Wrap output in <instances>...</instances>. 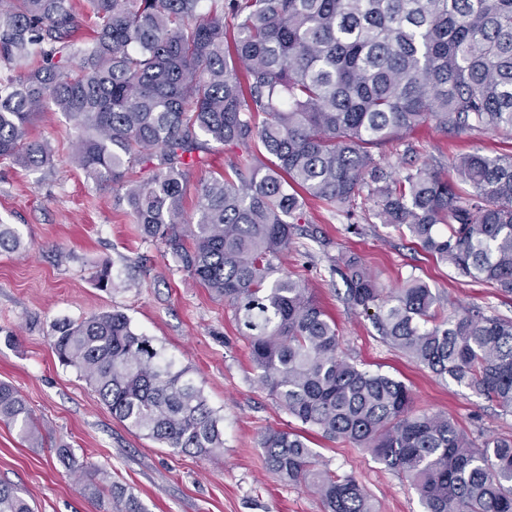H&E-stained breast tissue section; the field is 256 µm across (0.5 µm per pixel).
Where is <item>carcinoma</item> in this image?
Listing matches in <instances>:
<instances>
[{
	"label": "carcinoma",
	"mask_w": 512,
	"mask_h": 512,
	"mask_svg": "<svg viewBox=\"0 0 512 512\" xmlns=\"http://www.w3.org/2000/svg\"><path fill=\"white\" fill-rule=\"evenodd\" d=\"M92 35L73 41L74 0H0V63H41L0 80V159L49 170L30 139L42 114L76 121L73 163L121 196L148 239L231 308L257 379L307 430L367 449L409 479L425 512H512V439L477 442L443 414H416L402 381L351 363L336 323L305 281L282 268L306 199L344 211L367 191L382 223L406 228L457 279L512 296V153L457 156L388 181L372 149L431 119L450 133L512 141V0H86ZM245 160L200 183L197 220L183 206L208 166L201 137ZM146 164L152 175L130 177ZM26 249L0 224V250ZM345 300L374 310L382 335L417 363L512 412V320L478 309L442 313L418 277L381 288L341 258ZM58 361L76 369L112 417L168 448L216 459L220 418L120 311L52 325ZM0 422L23 442L43 434L26 401L0 383ZM267 469L309 487L325 512H376L353 474L320 465L302 433L269 429ZM75 471L68 445L54 448ZM84 486L119 512L142 504L109 472ZM0 512H33L0 484Z\"/></svg>",
	"instance_id": "obj_1"
}]
</instances>
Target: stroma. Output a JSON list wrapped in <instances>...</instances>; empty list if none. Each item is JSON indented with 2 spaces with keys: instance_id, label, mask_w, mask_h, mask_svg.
Masks as SVG:
<instances>
[{
  "instance_id": "35a3bbf8",
  "label": "stroma",
  "mask_w": 512,
  "mask_h": 512,
  "mask_svg": "<svg viewBox=\"0 0 512 512\" xmlns=\"http://www.w3.org/2000/svg\"><path fill=\"white\" fill-rule=\"evenodd\" d=\"M32 135L50 143L52 170L0 160V224L16 227L29 245L23 254L0 252V381L17 388L47 445L28 447L17 428L0 422V482L15 488L34 512H106L85 495L84 477L57 461L53 447L64 442L78 457L107 468L146 512H324L316 494L279 481L266 468L261 435L299 423L259 385L232 310L182 271L163 245L144 240L118 201L120 188L75 167L73 119L48 113ZM406 140L413 153L404 145L374 152L397 177L431 158L447 168L461 154L507 149L492 133L449 134L432 121ZM306 210L309 223L283 266L305 279L335 320L343 351L366 369L402 380L412 391L416 412L446 414L479 440L512 436V412L387 344L371 318L345 303L343 278L332 265L342 255L357 254L391 291L408 276H418L443 297L449 315L470 305L512 318V298L455 280L448 264L424 253L409 233L383 224L366 197L347 212H329L312 199ZM105 262L112 270L106 290L96 282ZM113 310L151 337L167 359L189 368L221 418L224 448L218 459L181 453L129 430L74 369L58 362L49 339L55 321ZM308 437L328 469L358 478L377 512H424L413 486L369 452L316 431Z\"/></svg>"
}]
</instances>
